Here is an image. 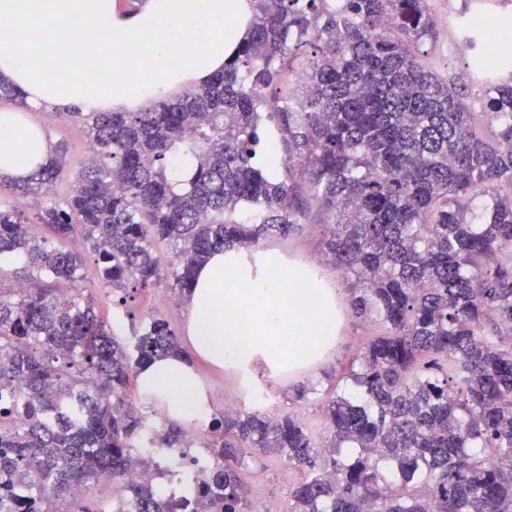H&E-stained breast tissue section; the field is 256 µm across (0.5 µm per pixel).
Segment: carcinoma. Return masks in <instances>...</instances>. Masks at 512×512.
<instances>
[{
    "mask_svg": "<svg viewBox=\"0 0 512 512\" xmlns=\"http://www.w3.org/2000/svg\"><path fill=\"white\" fill-rule=\"evenodd\" d=\"M250 33L208 83L137 112H62L96 151L63 202V145L10 183L36 223L0 200V512H73L104 473L119 483L145 433L180 448L128 390L132 374L183 351L160 313L126 346L80 287L81 229L100 284L132 322L147 288L183 299L218 250L288 238L322 214L323 245L355 318L376 325L351 388L320 422L254 408L213 416L218 460L202 507L258 512L242 449L303 471L289 512H512V77L471 61L483 111L422 62L430 0H251ZM494 43L493 22L475 34ZM309 47L300 94L268 103ZM193 173L174 190L169 159ZM52 237H41L37 225ZM170 246L163 259L157 244ZM67 288L62 289L60 285ZM134 512H168L151 484Z\"/></svg>",
    "mask_w": 512,
    "mask_h": 512,
    "instance_id": "1",
    "label": "carcinoma"
}]
</instances>
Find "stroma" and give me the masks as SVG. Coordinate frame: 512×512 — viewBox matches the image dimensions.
<instances>
[{"instance_id": "35a3bbf8", "label": "stroma", "mask_w": 512, "mask_h": 512, "mask_svg": "<svg viewBox=\"0 0 512 512\" xmlns=\"http://www.w3.org/2000/svg\"><path fill=\"white\" fill-rule=\"evenodd\" d=\"M475 0H431L430 8L435 21L437 37L435 40L421 44L420 50L426 64L454 82L458 86H471L470 62L472 51L463 49L456 23L465 11L472 9ZM31 121L38 124L52 142L65 143L68 148V163L65 166L55 192L58 197H66L79 170L87 145V137L82 125L72 120L54 115L52 109L38 108L29 112ZM72 250L85 256L82 286L88 292L98 296L101 310L111 325L117 339L131 342V323L122 311L113 305L110 297L104 296L99 286L97 265L93 254L85 243L81 233H74L69 240ZM266 248L277 249L288 255L320 265L321 271L330 285L337 291V303L344 308L348 293L342 281L337 278L334 269L324 265L321 247V231L314 224L305 225L303 230L287 239L275 238L266 241ZM371 327L362 325L351 313L343 315L336 347L327 361L317 369L309 371L308 377L316 391L306 399L295 400L298 381L293 377H284L281 384L268 395L265 408L271 417L278 418L288 412L297 410L312 421L320 416L319 405L323 397L332 394L343 367L357 352L367 336L373 335ZM195 367L209 392L212 402L218 403L224 398L238 400L240 406L250 407L251 401L245 397L239 387V380L234 371L224 368L216 369L204 361H196ZM242 477L251 491L253 500L270 498L275 500L281 512L290 508V490L299 478V474L287 463L276 457L253 460L245 457Z\"/></svg>"}]
</instances>
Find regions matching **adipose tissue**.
<instances>
[{
	"label": "adipose tissue",
	"mask_w": 512,
	"mask_h": 512,
	"mask_svg": "<svg viewBox=\"0 0 512 512\" xmlns=\"http://www.w3.org/2000/svg\"><path fill=\"white\" fill-rule=\"evenodd\" d=\"M250 0H145L121 16L116 0H0V78L24 100L0 110V176L27 179L49 153L26 110L75 105L85 112L134 111L222 70L243 41ZM101 70L85 76L89 62ZM186 339L195 356L259 386L301 376L336 346V291L315 264L278 251L220 250L195 272ZM143 402L173 421L208 419L210 398L184 356L143 366Z\"/></svg>",
	"instance_id": "obj_1"
}]
</instances>
